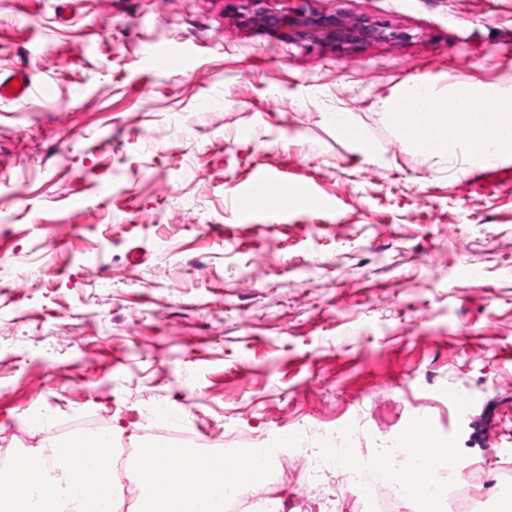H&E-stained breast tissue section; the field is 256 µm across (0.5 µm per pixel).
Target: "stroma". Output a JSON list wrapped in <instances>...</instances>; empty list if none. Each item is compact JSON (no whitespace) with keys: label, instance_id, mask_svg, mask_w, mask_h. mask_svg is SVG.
<instances>
[{"label":"stroma","instance_id":"stroma-1","mask_svg":"<svg viewBox=\"0 0 512 512\" xmlns=\"http://www.w3.org/2000/svg\"><path fill=\"white\" fill-rule=\"evenodd\" d=\"M343 6L407 40L305 50L233 0H0V75L34 88L0 100V448L175 419L213 449L357 429L369 459L421 424L480 512L512 497V163L438 169L380 109L417 78L512 89V0ZM13 81L19 82L14 87ZM31 94V80L24 71H14L0 80V98L5 100H18L27 98ZM325 119L336 131V135L339 138L358 143L360 145V151L366 159L373 156L371 142L366 137L364 131L357 123L351 112H344L336 108V111L334 112H326Z\"/></svg>","mask_w":512,"mask_h":512}]
</instances>
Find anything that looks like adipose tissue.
Instances as JSON below:
<instances>
[{
  "instance_id": "obj_1",
  "label": "adipose tissue",
  "mask_w": 512,
  "mask_h": 512,
  "mask_svg": "<svg viewBox=\"0 0 512 512\" xmlns=\"http://www.w3.org/2000/svg\"><path fill=\"white\" fill-rule=\"evenodd\" d=\"M381 109L401 140L443 168L459 162H512V92L490 85L440 93L424 79L385 99ZM454 128L453 139L423 147L419 133ZM112 432L78 433L70 440L48 438L55 461L45 470L27 454H15L0 468V512H117L122 492L112 481ZM418 461L395 475L400 490L422 505L442 512L431 468L439 459L431 432L412 428L405 437ZM137 490L132 512H224V488L249 492L266 482L245 449L230 454L150 439L137 443L128 463Z\"/></svg>"
}]
</instances>
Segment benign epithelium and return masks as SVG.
Wrapping results in <instances>:
<instances>
[{
    "label": "benign epithelium",
    "instance_id": "1",
    "mask_svg": "<svg viewBox=\"0 0 512 512\" xmlns=\"http://www.w3.org/2000/svg\"><path fill=\"white\" fill-rule=\"evenodd\" d=\"M247 24L278 31L290 44L300 47L329 46L353 53L370 42L396 43L407 33L384 21L373 20L337 7L317 11L310 0H298L294 11L283 13L270 6L271 0H238Z\"/></svg>",
    "mask_w": 512,
    "mask_h": 512
}]
</instances>
